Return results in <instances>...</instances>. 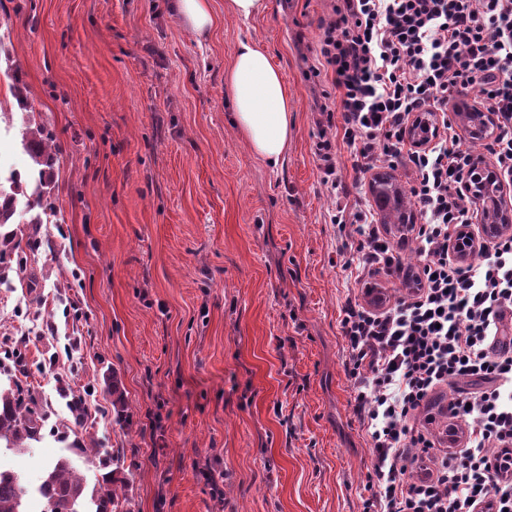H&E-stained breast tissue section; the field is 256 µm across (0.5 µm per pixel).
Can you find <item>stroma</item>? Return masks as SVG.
Segmentation results:
<instances>
[{
  "mask_svg": "<svg viewBox=\"0 0 512 512\" xmlns=\"http://www.w3.org/2000/svg\"><path fill=\"white\" fill-rule=\"evenodd\" d=\"M169 0H0V144L32 176L26 124L53 138L48 218L23 227L38 286L0 291V363L24 354L48 420L41 441L2 450L28 491L79 453L123 454L128 512H362L370 450L350 403L340 314L354 282L349 236L317 156L330 79L315 61L329 0H271L208 36ZM259 40L292 93L281 166L229 121L224 70ZM31 111L17 106L12 81ZM350 201L374 207V172L332 141ZM116 374L132 426L115 422ZM79 395L82 423L68 409Z\"/></svg>",
  "mask_w": 512,
  "mask_h": 512,
  "instance_id": "stroma-1",
  "label": "stroma"
}]
</instances>
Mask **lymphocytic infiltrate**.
Instances as JSON below:
<instances>
[{"instance_id": "1", "label": "lymphocytic infiltrate", "mask_w": 512, "mask_h": 512, "mask_svg": "<svg viewBox=\"0 0 512 512\" xmlns=\"http://www.w3.org/2000/svg\"><path fill=\"white\" fill-rule=\"evenodd\" d=\"M307 75L330 76L338 95L320 109L341 113L360 172L411 171L420 217V263L407 269L371 210L341 194L332 143L320 142L323 182L337 195L331 221L356 234L359 272L410 285L386 309L353 296L341 311L350 403L371 452L363 512H512V234L481 248L479 262L458 258L473 155L445 118L434 145L406 141L418 113L445 114L477 91L504 119L487 153L512 179V0H334ZM442 400L462 429L443 448L416 425Z\"/></svg>"}]
</instances>
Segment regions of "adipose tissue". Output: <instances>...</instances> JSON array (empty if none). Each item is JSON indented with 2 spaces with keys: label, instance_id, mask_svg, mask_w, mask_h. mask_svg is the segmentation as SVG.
<instances>
[{
  "label": "adipose tissue",
  "instance_id": "ef3b65f1",
  "mask_svg": "<svg viewBox=\"0 0 512 512\" xmlns=\"http://www.w3.org/2000/svg\"><path fill=\"white\" fill-rule=\"evenodd\" d=\"M224 87L233 128L256 157L279 167L295 123L288 86L268 50L251 39L239 41Z\"/></svg>",
  "mask_w": 512,
  "mask_h": 512
}]
</instances>
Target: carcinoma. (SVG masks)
I'll return each mask as SVG.
<instances>
[{
  "mask_svg": "<svg viewBox=\"0 0 512 512\" xmlns=\"http://www.w3.org/2000/svg\"><path fill=\"white\" fill-rule=\"evenodd\" d=\"M52 138L41 126L27 127L22 133V144L30 158L38 166V180L32 190L23 186L20 174H10L9 189L0 185V228L12 223L19 198L27 200L29 210L43 207L44 189L50 179L46 168L51 165ZM372 191L379 210L380 223L401 224L414 221V206L408 192L396 180L388 175L373 180ZM21 228L0 233V281L8 277L12 269L13 258L19 242L16 241ZM112 395V408L116 416L127 422V406L120 392L117 379L109 384ZM47 420L34 398L17 383L8 388L0 387V444L4 447L24 448L32 441L42 438V430ZM114 467L101 475L99 489L91 501L96 504L95 512H127L124 509L125 488L128 478L120 467L119 458H112ZM25 488L19 476L11 471L0 470V512H25L23 498ZM40 496L45 502L41 512H86L84 510L87 496L86 485L81 475L75 471L69 460H57L47 471L40 484Z\"/></svg>",
  "mask_w": 512,
  "mask_h": 512,
  "instance_id": "obj_1",
  "label": "carcinoma"
}]
</instances>
